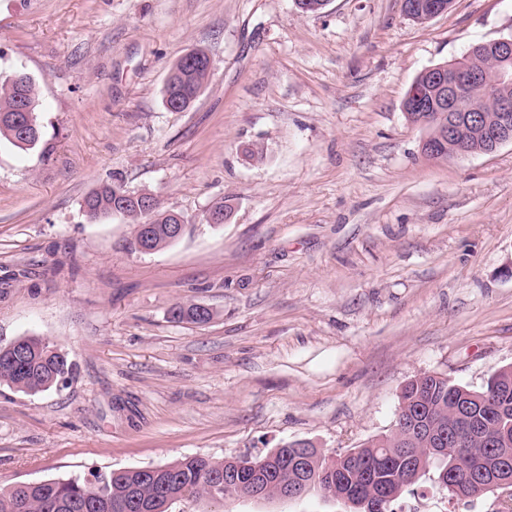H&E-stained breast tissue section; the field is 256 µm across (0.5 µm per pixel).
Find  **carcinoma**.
I'll use <instances>...</instances> for the list:
<instances>
[{
    "label": "carcinoma",
    "mask_w": 512,
    "mask_h": 512,
    "mask_svg": "<svg viewBox=\"0 0 512 512\" xmlns=\"http://www.w3.org/2000/svg\"><path fill=\"white\" fill-rule=\"evenodd\" d=\"M459 69H475L488 75L494 70V57L487 47L482 46L468 51L455 60ZM211 69L200 60L192 65L184 63V58L175 61L168 71L164 85V97L170 104L180 103L181 109H187L199 96L206 85ZM512 97V87H500L488 84L467 92L463 103H477L487 118V127L495 126L496 112L494 101L503 96ZM408 120L427 130V137L437 139L439 134L436 115L440 110L427 108L421 112L409 108L403 103ZM27 112L28 134L22 135L16 124L19 109ZM39 99L35 82L22 71L0 82V139L13 146L30 150L36 148L41 139V127L38 122ZM136 191L126 187L118 178L110 182H101L82 200L81 209L90 221L112 218L114 206L126 203V219L138 225L149 219L158 225L152 248L163 249L172 244L165 234L163 225L177 222L178 213L165 210L155 203L154 210L142 214L136 210L131 196ZM18 347L29 353L27 369H19L14 364L13 350L0 347V383H4L20 392L36 394L58 386L62 379L72 374L73 365L68 357L54 343L40 336H23L17 339ZM499 382L486 383L479 392L486 395L488 406L483 412L491 414L492 424L512 437V368L498 373ZM474 389L453 384L443 376L428 377L424 381H409L401 390L399 405L402 411L414 412L417 407L423 413L438 418L443 425L452 422L455 406L470 401ZM400 426L398 435H386L372 439L355 449L357 456L353 461L343 460L347 480L358 492L395 493L400 487L396 478L407 476L405 491H410L420 475L407 467L403 458V448L420 446L419 433L408 423L396 421ZM307 458L308 473L319 474L326 460L318 455L317 449L303 450L294 448L290 443L270 452L276 462H267L270 470L271 490L285 483H291L296 475L279 462L292 458L297 453ZM226 460H214L201 456H186L173 463L159 467V476L154 478L143 468H121L109 471H94L88 477L71 476L40 482H27L24 486L11 485L0 487V512H116L114 506L125 503L129 493L134 491L145 501L155 499L192 496L215 500L210 492V478L214 474L224 473ZM224 501V498L217 499Z\"/></svg>",
    "instance_id": "obj_1"
}]
</instances>
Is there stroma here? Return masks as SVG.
<instances>
[{"label":"stroma","instance_id":"35a3bbf8","mask_svg":"<svg viewBox=\"0 0 512 512\" xmlns=\"http://www.w3.org/2000/svg\"><path fill=\"white\" fill-rule=\"evenodd\" d=\"M507 35L512 0L423 25L402 0H0V80L34 79L43 132L0 141V346L38 335L74 365L35 395L0 384V486L294 441L340 453L392 432L411 379L478 388L512 366V144L430 160L403 110L424 69ZM195 48L208 84L170 111L169 67ZM115 177L181 213L182 237L143 254L135 224L89 221L83 197ZM221 197L230 220L207 224ZM186 303L211 319H174ZM416 488L405 512L504 510Z\"/></svg>","mask_w":512,"mask_h":512}]
</instances>
